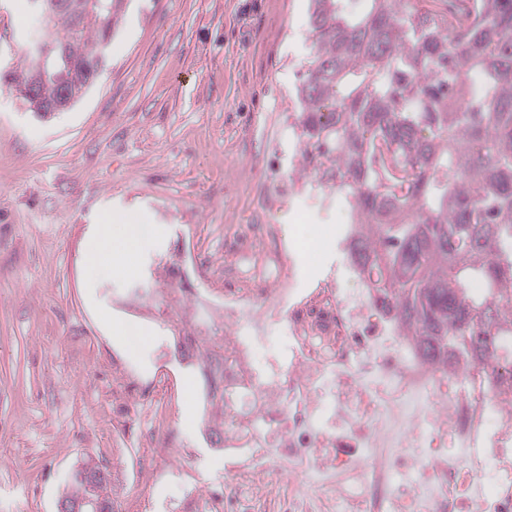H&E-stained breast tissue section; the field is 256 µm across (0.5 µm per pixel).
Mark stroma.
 Wrapping results in <instances>:
<instances>
[{
    "instance_id": "35a3bbf8",
    "label": "stroma",
    "mask_w": 512,
    "mask_h": 512,
    "mask_svg": "<svg viewBox=\"0 0 512 512\" xmlns=\"http://www.w3.org/2000/svg\"><path fill=\"white\" fill-rule=\"evenodd\" d=\"M43 26L22 0H0V63L21 71ZM312 46L310 0H124L104 69L73 107L37 116L0 79V512H57L84 460L115 476L119 512L143 500L175 512L189 488L223 494L224 459L197 428L206 385L175 350L156 266L186 251L203 272L185 297L216 295L220 253L190 227L221 239L262 223L264 176L284 171L278 143ZM127 210L161 228L136 273L86 271L94 224ZM336 223L310 197L284 219L308 276L341 267ZM133 288L154 291L138 314L119 304ZM132 323L153 329L147 343H127ZM163 371L174 477L138 464L137 415L112 432L113 391L139 399Z\"/></svg>"
}]
</instances>
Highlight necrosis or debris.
I'll return each mask as SVG.
<instances>
[{"instance_id":"4bbe7bcc","label":"necrosis or debris","mask_w":512,"mask_h":512,"mask_svg":"<svg viewBox=\"0 0 512 512\" xmlns=\"http://www.w3.org/2000/svg\"><path fill=\"white\" fill-rule=\"evenodd\" d=\"M269 185L265 223L224 243V299L165 293L166 313L224 359L223 501L179 512H512V360L455 374L414 356L352 262L311 280L279 221L315 177ZM224 334L211 335L213 325ZM455 440L465 456L444 453Z\"/></svg>"}]
</instances>
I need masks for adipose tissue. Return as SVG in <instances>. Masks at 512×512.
<instances>
[{
    "mask_svg": "<svg viewBox=\"0 0 512 512\" xmlns=\"http://www.w3.org/2000/svg\"><path fill=\"white\" fill-rule=\"evenodd\" d=\"M157 233L155 225L140 223L131 214L104 222L86 244V266L92 272H133L135 255Z\"/></svg>",
    "mask_w": 512,
    "mask_h": 512,
    "instance_id": "adipose-tissue-1",
    "label": "adipose tissue"
}]
</instances>
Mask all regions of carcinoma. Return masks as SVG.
<instances>
[{"label": "carcinoma", "instance_id": "carcinoma-1", "mask_svg": "<svg viewBox=\"0 0 512 512\" xmlns=\"http://www.w3.org/2000/svg\"><path fill=\"white\" fill-rule=\"evenodd\" d=\"M344 0H311L314 55L295 96V126L353 199L349 258L372 300L414 338L420 357L453 373L512 342V0H370L352 17ZM86 12L41 11L39 44L83 56L70 103L94 84L123 0ZM97 25L96 37L85 22ZM8 75L21 94L36 57ZM38 88L58 98L53 75ZM78 468L66 497L115 505L110 478Z\"/></svg>", "mask_w": 512, "mask_h": 512}]
</instances>
